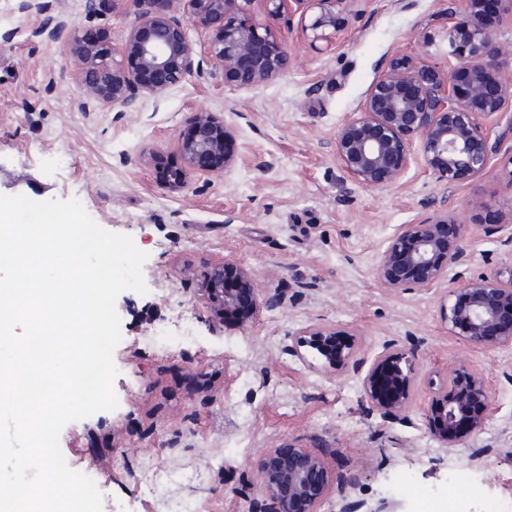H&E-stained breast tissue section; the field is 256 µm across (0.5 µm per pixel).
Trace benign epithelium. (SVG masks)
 I'll use <instances>...</instances> for the list:
<instances>
[{"label":"benign epithelium","mask_w":512,"mask_h":512,"mask_svg":"<svg viewBox=\"0 0 512 512\" xmlns=\"http://www.w3.org/2000/svg\"><path fill=\"white\" fill-rule=\"evenodd\" d=\"M251 0H167L157 11L155 0H139L140 12L123 47L124 62L113 61L112 48L76 33L61 15L51 16L35 32L46 41L61 43L77 62V79L88 102L123 106L137 95L159 96L181 83L195 69V53L186 28L195 22L212 32L208 55L239 88L266 83L288 69L292 58L240 6ZM312 12L307 29L312 43L331 45L339 12L356 0H296ZM482 0H448L446 19L464 18L448 28L451 70L441 73L412 57L392 59L374 82L360 115L342 124L334 150L344 171L358 183L383 188L396 182L409 163L410 145L421 141L426 166L448 187L479 177L487 169L498 142L491 140L488 121L512 101V47L479 21ZM178 138L183 169L164 179L180 188L192 173L222 174L237 154L225 150L236 141L224 117L208 111L190 114ZM467 225L446 211L417 224H402L380 253L374 275L389 291L430 288L466 257ZM213 271L206 289L214 317L219 311L246 329L259 312V289L250 271L238 268L244 287L221 289ZM446 308L449 330L469 345L496 348L512 345V266L492 276L466 280L449 291ZM310 347L324 359L323 367L344 372L354 353V339L346 330L310 326L300 332L292 352L304 359ZM416 379L415 358L395 343H387L372 359L360 382L364 397L383 416L407 408ZM491 416V398L481 372L466 365L448 371L434 391L426 414L427 428L445 446H457L480 432ZM267 497L278 512H292L298 499L305 512H315L326 494L331 475L325 459L303 448H270L260 471Z\"/></svg>","instance_id":"obj_1"}]
</instances>
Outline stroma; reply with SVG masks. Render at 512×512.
Listing matches in <instances>:
<instances>
[{
    "label": "stroma",
    "instance_id": "1",
    "mask_svg": "<svg viewBox=\"0 0 512 512\" xmlns=\"http://www.w3.org/2000/svg\"><path fill=\"white\" fill-rule=\"evenodd\" d=\"M52 0L71 27L121 50L140 10L137 0ZM446 0H356L331 49L311 46L308 18L295 0L277 13L253 0L255 18L294 57L287 71L249 89L227 82L208 57L209 29L188 36L194 73L136 108L87 104L76 63L58 43L32 32L41 15L0 0V194L35 201L82 196L103 229L131 236L147 259L146 294L122 292L116 309L122 339L113 359L112 411L69 422L61 452L106 483L102 512H154L142 478L146 462L186 467L201 479L177 487L212 512H275L263 492L268 449L304 448L326 456L333 483L317 512L389 501L414 512L417 493L447 489L448 472L465 464L462 512L488 500L512 504V347L474 348L453 336L443 315L459 283L512 263V106L493 124L501 140L475 181L446 189L426 167L420 141L393 184L362 186L338 162L337 129L360 112L375 80L397 56L440 72L448 55ZM223 113L237 134L238 160L219 175L194 174L183 188L161 184L162 167H181L177 140L189 113ZM480 198L484 206L472 210ZM445 202L470 232L468 260L429 288L391 292L374 266L399 225L432 217ZM249 269L263 304L245 330L224 328L203 294L214 266ZM195 317L197 341L158 354L140 344L177 307ZM355 336L354 358L368 365L383 344L415 358L406 410L382 416L360 388L357 371L318 369V355L289 347L310 325ZM463 362L487 380L493 413L467 442L447 447L427 432L430 381Z\"/></svg>",
    "mask_w": 512,
    "mask_h": 512
}]
</instances>
